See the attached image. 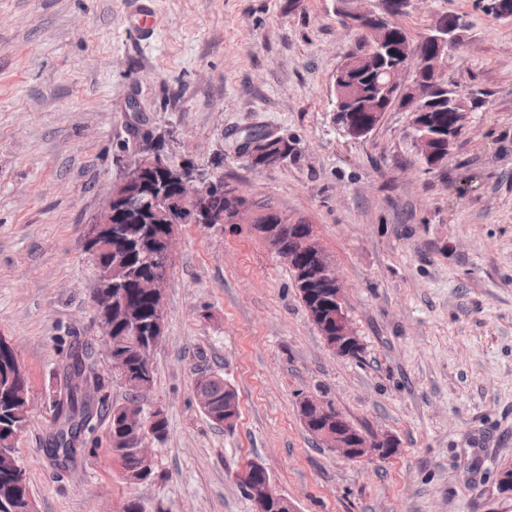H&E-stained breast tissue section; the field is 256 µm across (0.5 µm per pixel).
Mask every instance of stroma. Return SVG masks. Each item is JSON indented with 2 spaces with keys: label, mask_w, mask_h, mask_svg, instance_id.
<instances>
[{
  "label": "stroma",
  "mask_w": 512,
  "mask_h": 512,
  "mask_svg": "<svg viewBox=\"0 0 512 512\" xmlns=\"http://www.w3.org/2000/svg\"><path fill=\"white\" fill-rule=\"evenodd\" d=\"M136 0H0V336L33 399L17 454L37 512H254L234 479L260 462L299 512H512V22L475 0H413L421 41L437 16L466 22L450 77L480 92L442 167L414 153L410 115L366 138L333 121L337 69L361 42L336 0H153L156 33L129 28ZM137 112H130L129 102ZM251 131L294 153L252 166ZM192 162L312 224L345 286L358 358L336 356L288 265L256 235L181 224L150 403L168 434L156 475L126 484L107 458L106 414L86 450L45 452L57 374L74 341L99 344L88 224L140 144ZM238 393L234 427L211 423L198 370ZM314 396L357 429L392 436L357 463L320 447L300 417Z\"/></svg>",
  "instance_id": "35a3bbf8"
}]
</instances>
